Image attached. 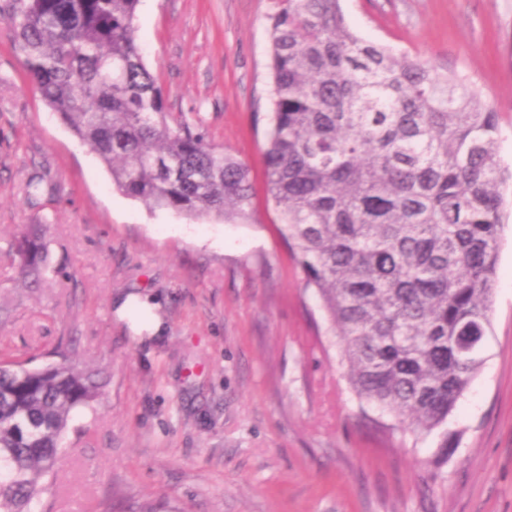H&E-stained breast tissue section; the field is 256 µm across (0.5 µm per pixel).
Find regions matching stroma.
Returning a JSON list of instances; mask_svg holds the SVG:
<instances>
[{
    "instance_id": "35a3bbf8",
    "label": "stroma",
    "mask_w": 512,
    "mask_h": 512,
    "mask_svg": "<svg viewBox=\"0 0 512 512\" xmlns=\"http://www.w3.org/2000/svg\"><path fill=\"white\" fill-rule=\"evenodd\" d=\"M272 5L140 0L136 18L169 112L248 164L245 224L122 194L43 103L0 20V354L30 368L64 358L101 384L72 412L31 512H512V188L483 366L445 432L388 434L394 417L350 388L266 200ZM341 7L364 40L477 84L512 165V0ZM28 224L47 227L38 282L14 259ZM131 295L154 304L159 334L117 316Z\"/></svg>"
}]
</instances>
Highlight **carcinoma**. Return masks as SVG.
<instances>
[{
    "label": "carcinoma",
    "mask_w": 512,
    "mask_h": 512,
    "mask_svg": "<svg viewBox=\"0 0 512 512\" xmlns=\"http://www.w3.org/2000/svg\"><path fill=\"white\" fill-rule=\"evenodd\" d=\"M140 0H7L46 106L127 197L253 218L249 166L172 119L137 41ZM262 149L280 233L315 289L359 399L441 430L483 364L512 168L499 115L466 76L359 37L340 0H273ZM46 262L41 225L16 251ZM66 361L0 359V512H30L70 414L98 399Z\"/></svg>",
    "instance_id": "obj_1"
}]
</instances>
